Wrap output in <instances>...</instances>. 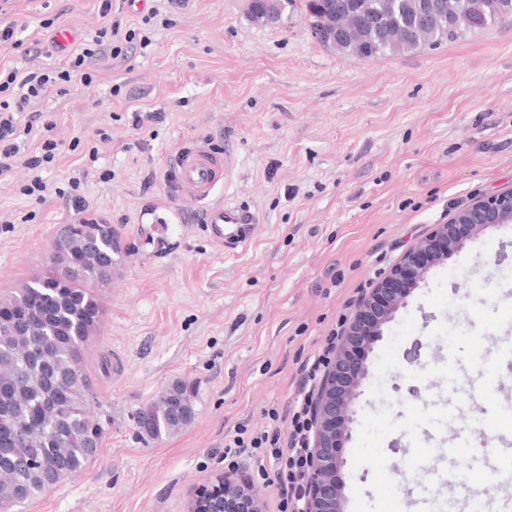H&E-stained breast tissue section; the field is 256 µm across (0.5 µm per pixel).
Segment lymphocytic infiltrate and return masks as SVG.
<instances>
[{"label":"lymphocytic infiltrate","mask_w":512,"mask_h":512,"mask_svg":"<svg viewBox=\"0 0 512 512\" xmlns=\"http://www.w3.org/2000/svg\"><path fill=\"white\" fill-rule=\"evenodd\" d=\"M100 14L106 22L91 33L78 48L68 56L62 67L42 73L21 74L19 69L0 70V175L11 171L20 159L19 137L30 135L35 117L28 114L32 100L44 97L52 90L64 89L76 82L92 81L94 75L90 64L97 58L108 55L119 57L123 48L119 43L122 22L112 19V0H102ZM58 144L47 139L41 144L38 155L24 159L33 176L26 187L27 193L44 191L46 185L38 170L42 164L52 162ZM311 431L308 398H298L292 413L291 432L288 440H281L278 433H260L250 438L241 436L230 440L232 448H250L255 454L271 450L279 462L276 475L280 488L279 512H298L305 490L307 465V438Z\"/></svg>","instance_id":"obj_1"}]
</instances>
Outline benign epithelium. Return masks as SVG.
<instances>
[{
    "label": "benign epithelium",
    "mask_w": 512,
    "mask_h": 512,
    "mask_svg": "<svg viewBox=\"0 0 512 512\" xmlns=\"http://www.w3.org/2000/svg\"><path fill=\"white\" fill-rule=\"evenodd\" d=\"M326 2L323 24L336 25L344 34L350 26L376 28L375 13L357 2L349 14L350 24L333 18ZM448 0H416L412 24L402 35L412 38L420 30L444 20ZM512 223V190L475 195L448 213V220L416 234L390 266L384 277L365 290L354 314L345 322L324 364L322 376L310 394L311 436L307 488L300 512H343V461L338 454L349 436L352 405L358 389L368 377V353L383 336V327L407 304L412 289L423 282L430 269L460 252L476 234L496 224ZM184 512H264V506L245 467L218 470L208 485L194 490Z\"/></svg>",
    "instance_id": "1"
}]
</instances>
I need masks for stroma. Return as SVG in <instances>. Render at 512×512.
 Listing matches in <instances>:
<instances>
[{"label":"stroma","instance_id":"obj_1","mask_svg":"<svg viewBox=\"0 0 512 512\" xmlns=\"http://www.w3.org/2000/svg\"><path fill=\"white\" fill-rule=\"evenodd\" d=\"M100 5L0 0V25H19L23 41L0 47V66L28 73L62 63L56 32L84 38L102 21ZM112 5L135 32L122 55L95 62L90 84L32 105L58 144L43 196L23 193L25 165L0 176V294L46 273L55 239L80 219L112 224L137 246L102 289L84 362L112 424L84 471L23 512H183L188 491L232 463L246 465L265 512H278V490L250 449L228 461L224 443L240 428L288 435L306 363L411 238L473 195L512 189V18L414 53L356 59L312 38L305 0H279L269 24L251 17L249 0ZM136 111L159 118L137 130ZM193 144L229 160L206 202L188 199L174 176ZM224 201L260 219L246 248L225 249L204 231L208 203ZM174 207L184 223H168ZM445 272L454 306L440 311L425 297ZM475 280L512 303V223L480 232L412 290L406 310L417 330L398 358L419 350L424 370L444 345L430 330L475 328L463 307ZM178 380L196 388L192 423L139 438L132 413ZM374 383L360 387L340 450L345 487H364L370 501V468L350 462L363 412L380 406ZM384 387L398 420L434 391L433 381L398 371Z\"/></svg>","mask_w":512,"mask_h":512}]
</instances>
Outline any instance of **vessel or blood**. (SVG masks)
<instances>
[{"label": "vessel or blood", "mask_w": 512, "mask_h": 512, "mask_svg": "<svg viewBox=\"0 0 512 512\" xmlns=\"http://www.w3.org/2000/svg\"><path fill=\"white\" fill-rule=\"evenodd\" d=\"M176 168L181 190L195 200L206 199L223 173L220 158L201 147L184 149ZM203 222L211 240L233 249L246 245L258 228L254 212L233 203L210 206ZM477 386L474 379L456 385V393L463 395L466 403L457 409V418L448 423L446 433L429 426L420 429L421 441L434 447L436 458L420 467L415 486L402 496L405 512H512V457L503 456L484 467L497 490L493 497L472 487L458 465L469 437L459 429L458 418L470 414L480 423L489 412L476 394Z\"/></svg>", "instance_id": "1"}]
</instances>
